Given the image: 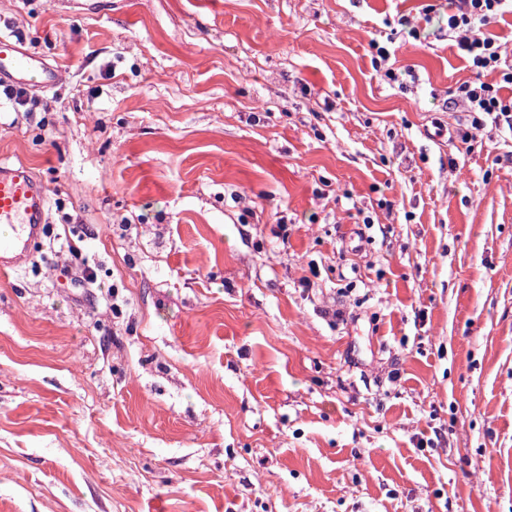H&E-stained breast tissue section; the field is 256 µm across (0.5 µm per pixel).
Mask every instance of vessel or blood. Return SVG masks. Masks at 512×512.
I'll use <instances>...</instances> for the list:
<instances>
[{"label":"vessel or blood","mask_w":512,"mask_h":512,"mask_svg":"<svg viewBox=\"0 0 512 512\" xmlns=\"http://www.w3.org/2000/svg\"><path fill=\"white\" fill-rule=\"evenodd\" d=\"M57 68L28 53L19 38L0 35V87L49 89ZM49 197L26 165L0 160V273L22 269L45 233Z\"/></svg>","instance_id":"obj_1"}]
</instances>
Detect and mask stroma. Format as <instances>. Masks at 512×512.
Masks as SVG:
<instances>
[{
  "label": "stroma",
  "instance_id": "35a3bbf8",
  "mask_svg": "<svg viewBox=\"0 0 512 512\" xmlns=\"http://www.w3.org/2000/svg\"><path fill=\"white\" fill-rule=\"evenodd\" d=\"M447 18L0 0L60 71L0 99L50 197L0 273V512H512V130L461 143Z\"/></svg>",
  "mask_w": 512,
  "mask_h": 512
}]
</instances>
